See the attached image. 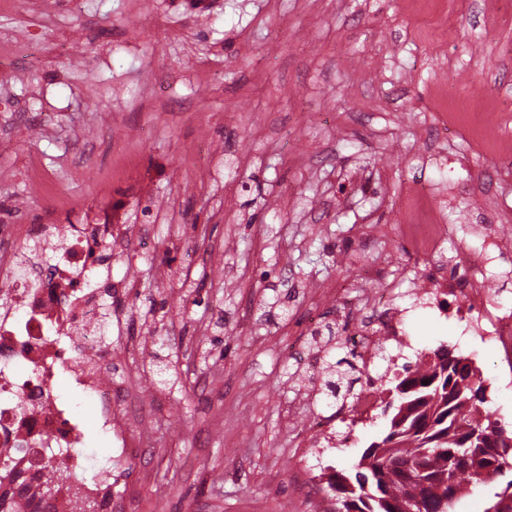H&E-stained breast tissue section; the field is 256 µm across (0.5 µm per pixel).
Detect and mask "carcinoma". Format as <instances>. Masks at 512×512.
<instances>
[{
	"mask_svg": "<svg viewBox=\"0 0 512 512\" xmlns=\"http://www.w3.org/2000/svg\"><path fill=\"white\" fill-rule=\"evenodd\" d=\"M354 363L341 358L328 368V390L335 395L339 384L349 381ZM389 399L382 402L385 426L362 452L353 471H337L330 486L343 512H406L421 503L425 512H437L448 469L460 474L464 484L484 483L500 475L497 470L474 465V459L499 448L512 451V433L480 414L485 404L480 372L466 359L441 344L386 381ZM48 472L46 484L69 478L50 453L42 457Z\"/></svg>",
	"mask_w": 512,
	"mask_h": 512,
	"instance_id": "obj_1",
	"label": "carcinoma"
}]
</instances>
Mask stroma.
<instances>
[{"label":"stroma","mask_w":512,"mask_h":512,"mask_svg":"<svg viewBox=\"0 0 512 512\" xmlns=\"http://www.w3.org/2000/svg\"><path fill=\"white\" fill-rule=\"evenodd\" d=\"M52 2L0 14V42L25 53L0 72V227L42 220L35 156L75 218L125 206L92 275L121 289L112 407H147L117 512H310L291 465L301 435L341 406L324 367L384 286L372 269L393 279L412 343H379L372 375L454 346L512 427V378L494 379L492 346L462 332L455 307L436 320L420 304L413 280L435 265L404 248L395 213L405 185L431 187L453 242L478 250L481 217L512 201V152L482 153L463 128L430 135L449 80L446 110L469 122L512 106V0H446L437 48L424 37L434 0ZM115 164L121 179L82 175ZM381 429L337 419L330 448L299 462L350 468ZM510 481L467 485L451 512H486Z\"/></svg>","instance_id":"35a3bbf8"}]
</instances>
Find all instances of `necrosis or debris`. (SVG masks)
I'll return each instance as SVG.
<instances>
[{
    "mask_svg": "<svg viewBox=\"0 0 512 512\" xmlns=\"http://www.w3.org/2000/svg\"><path fill=\"white\" fill-rule=\"evenodd\" d=\"M47 186L44 224L17 225L16 245L0 249V295L12 304L0 308V456H10L13 473L0 477V500H23L25 512H71L74 491L91 496L99 512H114L113 478L119 477L115 459L137 447L127 421L112 410L116 390L103 359L112 352L110 342L96 331L98 299L91 284V258L97 255L114 227L112 212H100L92 224H59L55 213L70 205L66 191L41 178ZM398 234L410 252L429 258L441 253L448 239L444 211L433 190L414 184L404 187L397 211ZM50 246L51 256L42 264L38 282L15 278L12 269L19 247L28 239ZM462 274L439 273L417 278L414 286L432 309L439 299L453 297L467 331L498 351V365L512 370V310L503 307L499 289L487 277L489 268L500 276L512 274V244L492 233L480 250L457 251ZM385 293H378L372 314L360 315L346 325L349 343L362 368H369L375 339L367 332L376 326L385 341L409 347L400 314L385 307ZM67 379L70 396L58 387ZM95 425L107 441L106 463L110 479H88L91 470L83 451L88 425ZM57 451L59 460L81 476L79 488L62 487L50 502H43L39 485L44 475L40 459Z\"/></svg>",
    "mask_w": 512,
    "mask_h": 512,
    "instance_id": "obj_1",
    "label": "necrosis or debris"
}]
</instances>
